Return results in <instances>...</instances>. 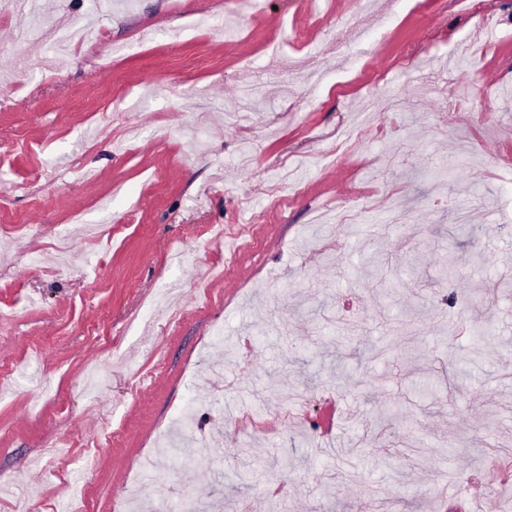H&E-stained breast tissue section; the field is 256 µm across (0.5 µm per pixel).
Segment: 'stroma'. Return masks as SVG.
<instances>
[{
    "label": "stroma",
    "mask_w": 512,
    "mask_h": 512,
    "mask_svg": "<svg viewBox=\"0 0 512 512\" xmlns=\"http://www.w3.org/2000/svg\"><path fill=\"white\" fill-rule=\"evenodd\" d=\"M11 2L0 512H512V0Z\"/></svg>",
    "instance_id": "obj_1"
}]
</instances>
